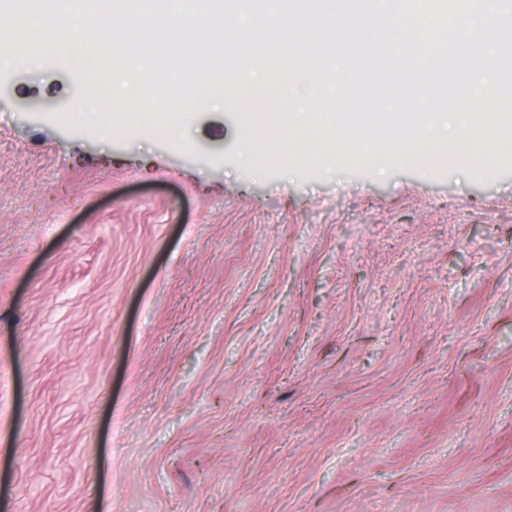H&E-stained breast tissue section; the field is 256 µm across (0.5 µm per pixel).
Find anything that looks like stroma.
Masks as SVG:
<instances>
[{"label":"stroma","mask_w":512,"mask_h":512,"mask_svg":"<svg viewBox=\"0 0 512 512\" xmlns=\"http://www.w3.org/2000/svg\"><path fill=\"white\" fill-rule=\"evenodd\" d=\"M0 69V512H512V148L250 166Z\"/></svg>","instance_id":"stroma-1"}]
</instances>
